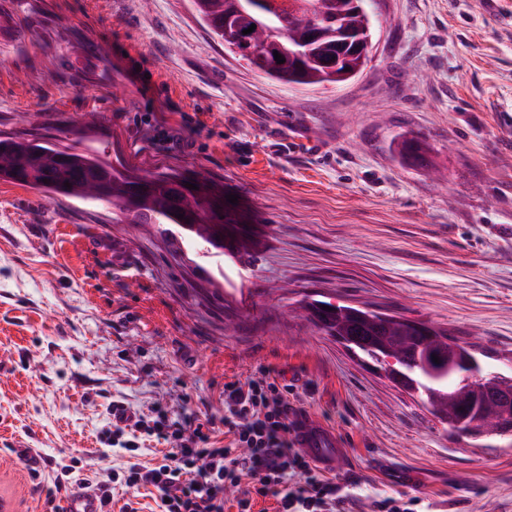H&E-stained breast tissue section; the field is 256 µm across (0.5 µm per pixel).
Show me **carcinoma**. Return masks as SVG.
<instances>
[{
    "label": "carcinoma",
    "mask_w": 512,
    "mask_h": 512,
    "mask_svg": "<svg viewBox=\"0 0 512 512\" xmlns=\"http://www.w3.org/2000/svg\"><path fill=\"white\" fill-rule=\"evenodd\" d=\"M191 2L199 19L219 43H235L238 59L281 83L305 87L339 84L345 79L336 77V73L348 68L357 75L367 64L368 55L363 53V48L371 35V24L357 11L352 0H308L311 5L308 17L278 14L254 0ZM253 24L266 33L265 40L258 41L253 34L244 33ZM276 52L285 58L284 63L275 61ZM402 152L414 163H425L423 146L418 140L403 142ZM97 167L112 172V194L106 197H94L85 181L86 175ZM34 171L45 172V181L28 182ZM0 179L40 189L52 197L107 205L121 223L152 224L164 235L169 233L171 224L237 225V214L213 210L210 200L214 184L208 179L198 190L182 193L173 200L162 174L157 175L151 188L142 191L137 174L120 170L102 160L95 151L49 146L37 139L0 136ZM66 182L70 187L64 186ZM179 214L183 218H177ZM335 328L356 339L357 353L363 358L379 353L377 340L382 336L400 345L398 366L423 380L429 388L422 395L423 405L448 425L452 417L442 412L459 406L464 416L472 404L480 401L482 389L492 387L490 380L477 384L452 370L455 351L451 347L443 352L447 369L435 375L426 372L413 353V348L422 344L426 335L410 320L369 321L339 312L329 315L319 326L327 334Z\"/></svg>",
    "instance_id": "obj_1"
}]
</instances>
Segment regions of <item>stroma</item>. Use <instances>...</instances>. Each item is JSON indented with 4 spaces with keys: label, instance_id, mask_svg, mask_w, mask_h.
Wrapping results in <instances>:
<instances>
[{
    "label": "stroma",
    "instance_id": "35a3bbf8",
    "mask_svg": "<svg viewBox=\"0 0 512 512\" xmlns=\"http://www.w3.org/2000/svg\"><path fill=\"white\" fill-rule=\"evenodd\" d=\"M372 50L288 86L215 41L189 0H0V134L201 172L256 251L173 249L110 207L0 180V512H44L51 460L105 450L113 406L224 437V385L277 371L343 437L347 512H512V441L450 432L289 309L349 301L512 361V0H365ZM425 141L427 165L399 155ZM47 457L40 485L17 445Z\"/></svg>",
    "mask_w": 512,
    "mask_h": 512
}]
</instances>
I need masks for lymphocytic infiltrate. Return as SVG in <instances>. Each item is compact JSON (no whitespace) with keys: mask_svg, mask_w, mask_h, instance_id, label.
<instances>
[{"mask_svg":"<svg viewBox=\"0 0 512 512\" xmlns=\"http://www.w3.org/2000/svg\"><path fill=\"white\" fill-rule=\"evenodd\" d=\"M295 408L288 389L263 369L259 378L224 386V426L228 442L217 445L202 428L154 421L148 434L170 446L161 462L131 463L123 472L94 471L82 457L71 455L56 465L54 488L46 503L59 512L58 494L72 485L95 491L102 512H112V487L131 491L121 512H140L134 495L153 487L160 512H224L226 485L242 487L241 512H252L256 500L274 498L278 512H343L348 502L335 479L323 475L290 438Z\"/></svg>","mask_w":512,"mask_h":512,"instance_id":"obj_1","label":"lymphocytic infiltrate"}]
</instances>
